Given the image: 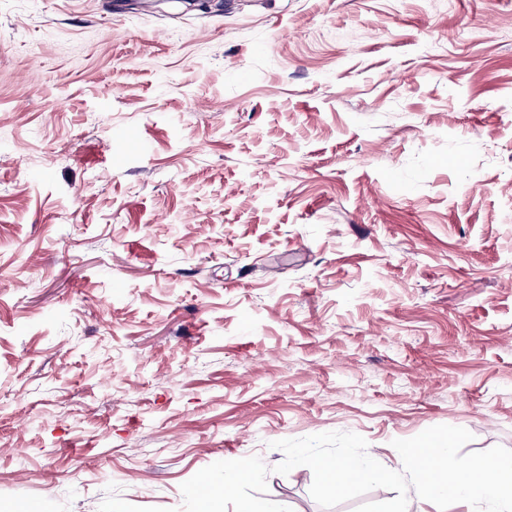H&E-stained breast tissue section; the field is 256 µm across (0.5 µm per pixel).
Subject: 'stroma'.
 <instances>
[{"instance_id": "obj_1", "label": "stroma", "mask_w": 512, "mask_h": 512, "mask_svg": "<svg viewBox=\"0 0 512 512\" xmlns=\"http://www.w3.org/2000/svg\"><path fill=\"white\" fill-rule=\"evenodd\" d=\"M0 0V512H182L275 441L512 450V0Z\"/></svg>"}]
</instances>
